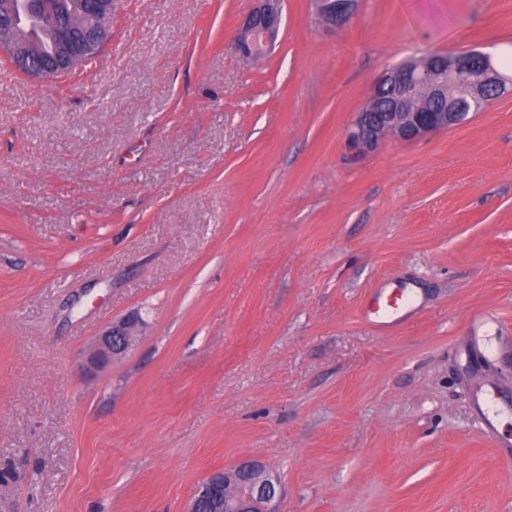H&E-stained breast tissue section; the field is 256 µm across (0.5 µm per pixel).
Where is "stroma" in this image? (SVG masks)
I'll return each mask as SVG.
<instances>
[{"instance_id":"35a3bbf8","label":"stroma","mask_w":512,"mask_h":512,"mask_svg":"<svg viewBox=\"0 0 512 512\" xmlns=\"http://www.w3.org/2000/svg\"><path fill=\"white\" fill-rule=\"evenodd\" d=\"M112 0L111 57L55 82L0 51V512H184L263 461L278 512H512V95L413 142L346 145L389 67L512 54V0ZM397 300L392 327L377 303ZM140 310L128 354L83 357ZM237 28L235 45L246 58L259 59L275 44L282 21V0H258ZM317 12L324 26L345 25L355 14L359 0H316ZM475 322H480L486 327V336H477L481 337L482 340H486L487 342H496L500 339L511 340L512 336H500L506 333H512V329L510 324L506 323L502 318L493 313H486L479 315L474 318ZM485 338V339H484ZM486 389L477 396L478 405L484 429L493 435L502 448H510L512 439L510 436H503L498 430L499 410L495 393L485 384ZM501 435V437L499 436Z\"/></svg>"}]
</instances>
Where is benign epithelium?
I'll return each instance as SVG.
<instances>
[{
	"instance_id": "obj_1",
	"label": "benign epithelium",
	"mask_w": 512,
	"mask_h": 512,
	"mask_svg": "<svg viewBox=\"0 0 512 512\" xmlns=\"http://www.w3.org/2000/svg\"><path fill=\"white\" fill-rule=\"evenodd\" d=\"M359 0H316L317 12L323 25L331 28L345 25L355 14ZM84 15L96 19L89 39L76 46L61 41L55 58L36 63L26 43L14 36L11 18L0 19V49L21 73L38 79L50 70L62 71L75 66L83 54L91 53L111 36L112 0H85ZM282 21V0H258L257 7L237 28L235 45L246 58L259 59L275 44ZM495 55L490 52L471 51L448 58V65L425 62L420 67L392 68L375 83L369 101L383 93L390 94L389 108L377 112L374 108L357 113L349 129L347 142L360 154L371 153L386 137L401 141H414L436 131L462 123L467 113L457 110L455 92L468 88L470 103L480 104L484 86L470 82L467 76L474 66L483 71L485 83L507 88L512 94V76L498 71ZM448 101L442 109L430 111L425 102L416 101L419 91ZM140 323L138 313L131 312L112 322L97 337L88 353L85 368L101 371L120 358L129 349ZM280 495V483L259 460H248L229 470L209 474L192 497L187 512H200V503L206 500L213 512H274L273 502Z\"/></svg>"
}]
</instances>
